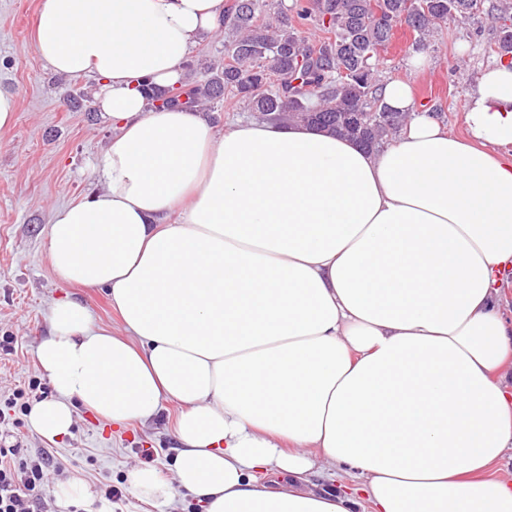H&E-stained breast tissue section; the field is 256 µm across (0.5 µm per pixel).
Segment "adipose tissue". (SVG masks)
Returning a JSON list of instances; mask_svg holds the SVG:
<instances>
[{
    "mask_svg": "<svg viewBox=\"0 0 512 512\" xmlns=\"http://www.w3.org/2000/svg\"><path fill=\"white\" fill-rule=\"evenodd\" d=\"M225 6L40 2L38 55L89 76L112 128L99 190L50 216L49 263L103 290L123 331L53 304L33 428L177 404L176 480L207 512H512L487 475L512 452V63L481 72L462 137L387 81L407 121L379 151L150 107L143 83L182 81Z\"/></svg>",
    "mask_w": 512,
    "mask_h": 512,
    "instance_id": "obj_1",
    "label": "adipose tissue"
}]
</instances>
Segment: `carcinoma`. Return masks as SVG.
<instances>
[{"instance_id":"cac0c4a2","label":"carcinoma","mask_w":512,"mask_h":512,"mask_svg":"<svg viewBox=\"0 0 512 512\" xmlns=\"http://www.w3.org/2000/svg\"><path fill=\"white\" fill-rule=\"evenodd\" d=\"M481 0H305L287 8L269 0H230L222 27L230 30L224 63L191 77L180 87L143 85L152 104L195 109L204 100L228 97L272 123L304 122L352 138L373 150L397 133L403 118L381 104L377 56L393 29L406 23L424 45L440 22L477 19ZM501 22L491 52L512 56V16ZM320 33L313 43L302 28Z\"/></svg>"}]
</instances>
